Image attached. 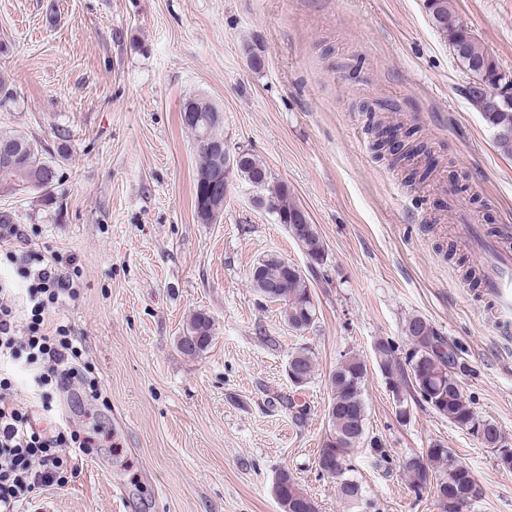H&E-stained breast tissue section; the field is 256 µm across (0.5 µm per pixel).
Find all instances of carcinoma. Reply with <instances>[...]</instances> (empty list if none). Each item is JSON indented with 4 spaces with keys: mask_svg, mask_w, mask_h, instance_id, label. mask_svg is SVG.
Instances as JSON below:
<instances>
[{
    "mask_svg": "<svg viewBox=\"0 0 512 512\" xmlns=\"http://www.w3.org/2000/svg\"><path fill=\"white\" fill-rule=\"evenodd\" d=\"M426 9L433 26L448 41L459 63L475 79L491 89L497 88L505 70L461 23L451 0H426ZM472 102L493 129L499 151L512 157V105L495 109L485 100L474 98ZM187 105L199 114L196 123H184L194 137L198 158L194 176V207L200 221L209 224L212 218L208 211L212 202L207 193L210 184L223 172L217 156L208 151L204 142L224 139V110L203 97L191 98ZM7 141H20L27 149L14 166H0V187L19 191L47 189L59 180L56 166L46 159L47 149L36 140L21 132L0 133V142ZM377 145L395 156L397 163L424 147L420 143L404 152L400 142L379 141ZM236 177L249 184L255 183L258 196L269 205V212L288 227V233L312 261L309 274L315 275L316 269L324 264L325 249L314 225L294 203L288 188L283 184H272L269 169L252 153L243 156L236 169ZM307 275L271 254L253 265L250 283L261 298L270 291L274 292V302L281 305L283 320L289 328L300 331L313 325L317 318ZM212 336L211 317L197 312L191 315L184 336L180 337L179 348L185 354L199 355L207 350ZM406 340L408 349L400 357L396 356V345L387 339L378 340L373 348L374 359L393 400L401 406L399 416L402 422L410 420L408 398L419 396L436 413L467 428L484 447L496 450L499 465L512 470V456L506 457L497 450L503 439L500 429L495 423L480 417L461 390L459 378L468 372L464 360L448 352L443 336L420 316H413L406 322ZM288 370L297 378L294 385L300 387L309 383L314 372L312 352L307 348L292 352ZM366 376L367 367L355 354L344 356L331 375L329 419L332 434L319 451L317 466L321 475L338 480L337 491L346 504L364 512V504L368 503L369 512H379L378 504L364 496L361 482L349 476L354 471L351 456L356 448H366L380 468L388 470L392 464L384 439L371 436L366 431V406L362 396ZM403 469L409 476V486L415 495H421L425 489L433 492L439 512H464L482 495L481 490L474 489L470 471L459 465L455 454L440 443L433 444L421 458L416 456L404 460ZM274 493L283 512H318L314 500L286 471L279 474Z\"/></svg>",
    "mask_w": 512,
    "mask_h": 512,
    "instance_id": "obj_1",
    "label": "carcinoma"
}]
</instances>
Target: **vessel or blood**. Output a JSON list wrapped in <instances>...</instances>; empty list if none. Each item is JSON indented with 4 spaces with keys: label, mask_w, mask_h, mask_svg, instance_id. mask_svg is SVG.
Listing matches in <instances>:
<instances>
[{
    "label": "vessel or blood",
    "mask_w": 512,
    "mask_h": 512,
    "mask_svg": "<svg viewBox=\"0 0 512 512\" xmlns=\"http://www.w3.org/2000/svg\"><path fill=\"white\" fill-rule=\"evenodd\" d=\"M459 229L479 259L481 283L494 301L498 322L512 329V248L503 241L485 236L480 224L467 213H460Z\"/></svg>",
    "instance_id": "1"
}]
</instances>
